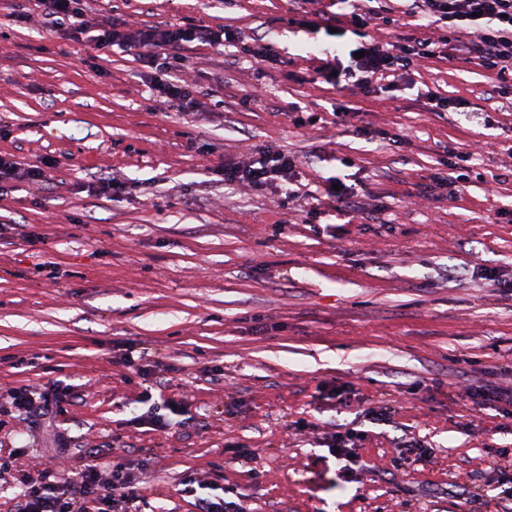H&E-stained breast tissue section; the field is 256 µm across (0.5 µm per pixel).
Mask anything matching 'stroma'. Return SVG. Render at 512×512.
Returning a JSON list of instances; mask_svg holds the SVG:
<instances>
[{"instance_id":"obj_1","label":"stroma","mask_w":512,"mask_h":512,"mask_svg":"<svg viewBox=\"0 0 512 512\" xmlns=\"http://www.w3.org/2000/svg\"><path fill=\"white\" fill-rule=\"evenodd\" d=\"M23 2L24 21L0 0V154L43 175L0 184V512L40 462L66 481L92 448L137 473L136 512H199L189 474L245 512H512V288L480 278L512 279V107L488 97L492 77L432 59L393 97L319 79L343 0H90V25L200 19L283 59L185 49L193 101L169 107L136 51L82 65L88 46ZM428 89L463 110L428 111ZM257 148L296 158L313 223H287L279 188L225 182ZM453 148L480 179L425 193ZM110 179L121 189L100 194ZM63 386L60 415L11 400ZM477 386L499 401L474 404ZM171 402L165 431L134 424ZM339 424L365 433L348 477L327 449Z\"/></svg>"}]
</instances>
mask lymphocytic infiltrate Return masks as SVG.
<instances>
[{"mask_svg": "<svg viewBox=\"0 0 512 512\" xmlns=\"http://www.w3.org/2000/svg\"><path fill=\"white\" fill-rule=\"evenodd\" d=\"M43 9L40 24L59 37L85 38L98 53L115 46L140 50L153 71V88L167 102L188 104L192 88L182 78L183 57L176 51L185 45L202 42L209 45L240 47L255 61L270 60L267 48L240 44L225 27L199 25L191 21L134 28L123 20L108 18L94 28L85 25L86 0H40ZM421 19H435L448 26L447 37L410 36L385 48L365 39L366 28L378 14L362 8L360 0H349L345 23L357 35L354 56L337 63L338 78L351 82L363 94L376 92L381 80L432 58L453 51L460 59L495 75L499 84L494 91L505 95L500 81L512 73V0H414ZM296 166L294 157L256 150L252 160L226 167L224 179L243 183L255 191L269 189ZM137 478L132 469L117 465H87L68 483L54 478L52 468H44L36 478L23 480V492L17 512H112L115 505L137 498Z\"/></svg>", "mask_w": 512, "mask_h": 512, "instance_id": "lymphocytic-infiltrate-1", "label": "lymphocytic infiltrate"}]
</instances>
